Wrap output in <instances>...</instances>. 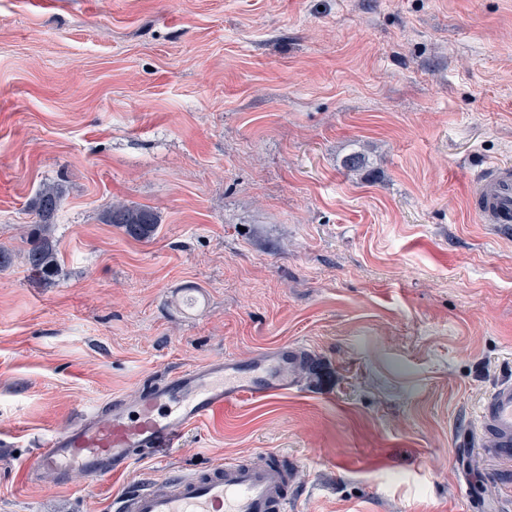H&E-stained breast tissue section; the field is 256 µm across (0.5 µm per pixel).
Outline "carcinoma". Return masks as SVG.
Here are the masks:
<instances>
[{
	"label": "carcinoma",
	"mask_w": 512,
	"mask_h": 512,
	"mask_svg": "<svg viewBox=\"0 0 512 512\" xmlns=\"http://www.w3.org/2000/svg\"><path fill=\"white\" fill-rule=\"evenodd\" d=\"M62 198V189L53 185L44 187L32 202L34 224L26 260L33 276L39 279L49 280L58 270L56 245L49 229L55 222ZM105 221L122 227L129 237L138 241L150 240L159 227V216L153 209L124 204H109Z\"/></svg>",
	"instance_id": "carcinoma-1"
}]
</instances>
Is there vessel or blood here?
I'll list each match as a JSON object with an SVG mask.
<instances>
[{"instance_id":"vessel-or-blood-1","label":"vessel or blood","mask_w":512,"mask_h":512,"mask_svg":"<svg viewBox=\"0 0 512 512\" xmlns=\"http://www.w3.org/2000/svg\"><path fill=\"white\" fill-rule=\"evenodd\" d=\"M470 210L485 224H512V163L498 161L474 180ZM303 350L281 343L249 363L218 357L181 370L131 402L121 398L59 429L40 448L29 476L50 472L66 478L118 476L136 455H154L166 437L223 414L239 401L262 403L288 393L304 363ZM472 447L512 461V380L480 401ZM287 474L277 455L259 464L227 460L206 473L180 477L161 491L145 487L119 494L114 512H288Z\"/></svg>"}]
</instances>
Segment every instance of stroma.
Instances as JSON below:
<instances>
[{
	"label": "stroma",
	"mask_w": 512,
	"mask_h": 512,
	"mask_svg": "<svg viewBox=\"0 0 512 512\" xmlns=\"http://www.w3.org/2000/svg\"><path fill=\"white\" fill-rule=\"evenodd\" d=\"M497 160L512 0H0V512H112L268 452L290 512H512V462L463 445L512 378V224L468 207ZM53 183L49 285L25 248ZM111 203L155 210V238ZM283 342L310 355L297 391L119 478L26 480L77 417ZM105 221L122 227L129 237L138 241L153 238L160 224L157 212L151 208L112 203L105 210Z\"/></svg>",
	"instance_id": "stroma-1"
}]
</instances>
